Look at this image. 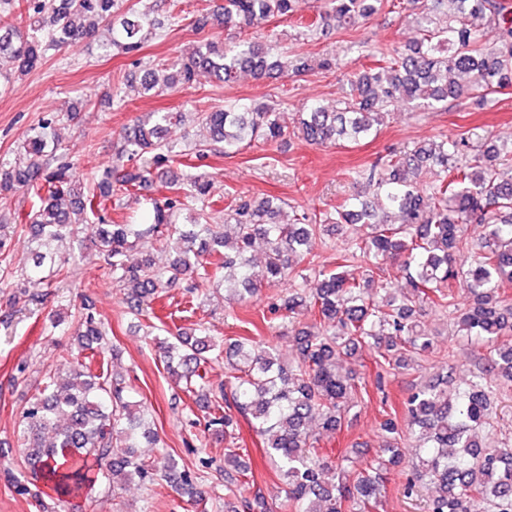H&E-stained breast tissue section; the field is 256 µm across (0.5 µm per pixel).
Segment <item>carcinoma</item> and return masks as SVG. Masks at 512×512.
I'll list each match as a JSON object with an SVG mask.
<instances>
[{
	"label": "carcinoma",
	"mask_w": 512,
	"mask_h": 512,
	"mask_svg": "<svg viewBox=\"0 0 512 512\" xmlns=\"http://www.w3.org/2000/svg\"><path fill=\"white\" fill-rule=\"evenodd\" d=\"M294 0H218L210 17L196 20L203 28L212 19L226 30L245 29L259 21L293 16ZM391 0H326V8L297 20L299 36L329 25L349 27L371 17ZM420 37L409 48L373 47L366 42L349 50L372 59L373 66L350 79L346 96L334 106L312 102L299 113L297 125L279 121L268 104L227 103L199 113L208 139L196 155L226 156L255 143H278L301 137L313 144L357 142L375 136L397 102L434 112L448 100L464 98L487 105L492 96L512 86V0H411ZM29 19L51 11V28L38 24L27 33L0 24V53L9 55L17 71L28 73L52 52L74 47L93 36L99 22L111 30L110 44L136 54L143 34L161 25L123 0H27ZM308 59L290 55L275 39L226 44L210 42L193 56L148 70L142 85L163 92L188 87L197 72L233 82L242 72L262 79L274 73H300ZM468 74L462 87L458 76ZM60 116L42 118L32 128L23 152L0 163V192L25 189L36 201L29 214L32 237L44 250L34 253V272L48 268L47 284L65 275L70 259H55L47 250L69 240L79 250L93 247L105 258L112 278L127 289L131 308L140 314L165 290L187 283L193 295L211 283L253 295L266 285L288 284L279 310L294 332L296 354L285 361L270 349L241 336L226 348L212 343L202 324L194 332L177 329L154 337L164 370L187 393L206 401L204 431L220 440L234 435L235 415L267 437L266 447L278 464L286 490L283 512H365L385 488L387 472L409 468L408 497L426 493L427 512H469L470 500L487 501L492 512H512V448L491 446L478 432L491 427L490 395L512 384V346L490 351L487 364L463 385L448 380L410 392L403 402L407 431L397 412L380 424L381 445L366 467L351 471L322 452L319 438L307 428L318 421L334 432L367 393L366 383L343 369L345 358L373 350L390 369H406L415 357L430 353L434 336L420 328L428 307L452 316L457 334L494 343L512 335V182L500 180L499 167L512 162V141L498 143L483 135L420 141L402 151L379 156L354 172L355 185L373 191L370 199L357 191L323 222L304 213L297 224L277 222L280 204L273 199L244 200L224 223H210L212 183L191 171L168 179L166 193L146 199L130 224H113L101 215L105 202L137 192L154 171L184 161L185 154L164 139L168 127L184 122L182 112H155L153 119L124 129L122 146L112 164L96 180H82L67 164L52 167ZM195 207L190 224L179 214ZM481 224L478 243L461 234L464 224ZM350 224L367 233L348 242L336 269L318 273L309 295L301 296L292 281L296 262L314 257L317 240ZM177 241L179 252L167 265L147 255L128 263V252L157 236ZM265 245V261L256 265L252 248ZM406 280L393 286L387 268ZM0 278L23 289L27 273L13 270L0 237ZM461 280L469 292L466 304L448 293V282ZM306 312L311 323L296 327ZM92 305L78 316L79 356L63 372L47 374L21 422L26 472L13 481L25 494V482H43L59 496H75L98 470L108 486L132 480L153 484L161 477L175 484L196 507L201 493L189 467L171 457L147 458L142 444L155 433L129 400L130 387L113 373L95 374L91 364L106 349ZM227 358L231 379L215 386L201 373ZM416 439L418 453L409 464L402 455L404 438ZM224 475L250 484L253 474L235 451L224 452ZM224 512H270L262 495L224 503Z\"/></svg>",
	"instance_id": "obj_1"
}]
</instances>
